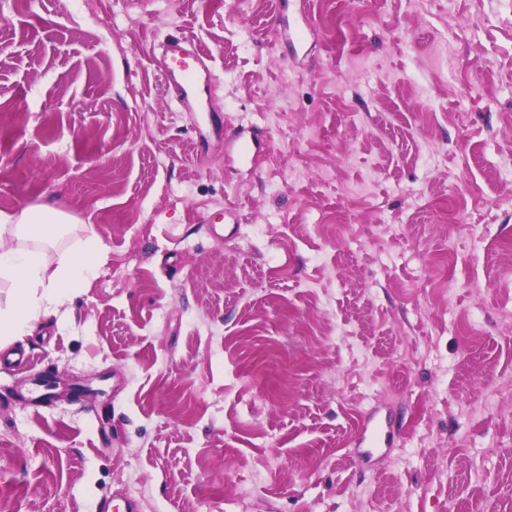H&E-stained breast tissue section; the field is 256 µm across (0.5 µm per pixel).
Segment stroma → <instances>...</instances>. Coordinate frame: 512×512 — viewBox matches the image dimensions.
I'll use <instances>...</instances> for the list:
<instances>
[{
    "instance_id": "1",
    "label": "stroma",
    "mask_w": 512,
    "mask_h": 512,
    "mask_svg": "<svg viewBox=\"0 0 512 512\" xmlns=\"http://www.w3.org/2000/svg\"><path fill=\"white\" fill-rule=\"evenodd\" d=\"M1 42L0 211L107 253L0 371V512H512V0H0ZM52 366L101 396L17 402ZM163 56L166 61H169V63L165 62L163 69L166 85L171 87L172 83L177 84L184 92L185 99L188 97L185 87H192L199 77L203 76L209 84L216 83V78L205 58L186 39H168L163 46Z\"/></svg>"
}]
</instances>
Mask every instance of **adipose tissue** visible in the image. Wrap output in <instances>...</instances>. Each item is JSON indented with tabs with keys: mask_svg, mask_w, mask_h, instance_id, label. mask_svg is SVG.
<instances>
[{
	"mask_svg": "<svg viewBox=\"0 0 512 512\" xmlns=\"http://www.w3.org/2000/svg\"><path fill=\"white\" fill-rule=\"evenodd\" d=\"M68 218L32 207L18 213L0 211V239L16 238L17 246L0 250V280L12 294L0 305V337L29 333L39 316L57 313L70 289L91 279L105 256L93 225H83V239L67 251L52 248Z\"/></svg>",
	"mask_w": 512,
	"mask_h": 512,
	"instance_id": "ef3b65f1",
	"label": "adipose tissue"
}]
</instances>
